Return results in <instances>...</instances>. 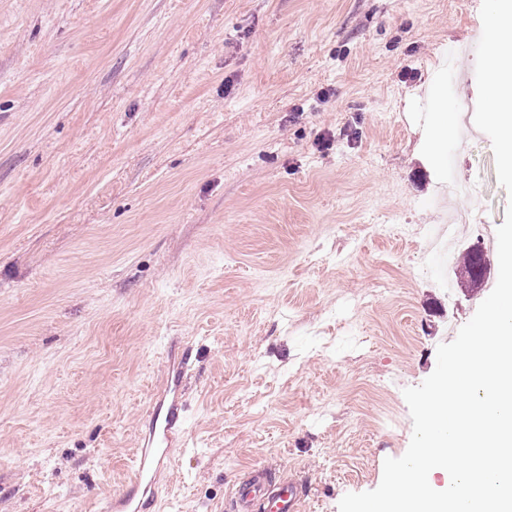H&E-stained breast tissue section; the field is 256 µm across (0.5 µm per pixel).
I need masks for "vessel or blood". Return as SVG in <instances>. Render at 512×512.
<instances>
[{
  "label": "vessel or blood",
  "instance_id": "b4317fda",
  "mask_svg": "<svg viewBox=\"0 0 512 512\" xmlns=\"http://www.w3.org/2000/svg\"><path fill=\"white\" fill-rule=\"evenodd\" d=\"M162 395L167 409H154L150 432L138 448L125 490L106 498L100 512H147L158 489V473L175 439L181 418V395L174 378H166ZM304 491L295 479H274L264 469L252 471L248 480L234 488L233 512H300Z\"/></svg>",
  "mask_w": 512,
  "mask_h": 512
}]
</instances>
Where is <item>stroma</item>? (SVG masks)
<instances>
[{
  "mask_svg": "<svg viewBox=\"0 0 512 512\" xmlns=\"http://www.w3.org/2000/svg\"><path fill=\"white\" fill-rule=\"evenodd\" d=\"M482 0H0V512L120 493L162 378L156 512H229L257 467L303 512L377 488L403 391L493 291L449 297L426 87ZM330 138L320 150L321 138ZM461 248L508 197L457 128Z\"/></svg>",
  "mask_w": 512,
  "mask_h": 512,
  "instance_id": "obj_1",
  "label": "stroma"
}]
</instances>
